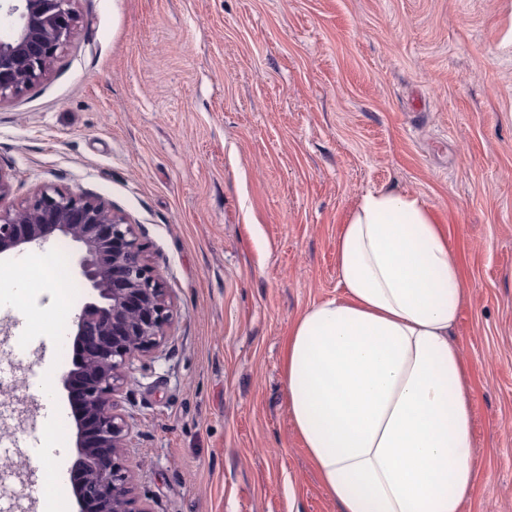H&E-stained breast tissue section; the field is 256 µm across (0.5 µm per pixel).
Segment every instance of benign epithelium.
Listing matches in <instances>:
<instances>
[{
	"instance_id": "benign-epithelium-1",
	"label": "benign epithelium",
	"mask_w": 512,
	"mask_h": 512,
	"mask_svg": "<svg viewBox=\"0 0 512 512\" xmlns=\"http://www.w3.org/2000/svg\"><path fill=\"white\" fill-rule=\"evenodd\" d=\"M76 2H0L15 17L13 35L0 40V104L53 71L79 27ZM56 237L79 246V274L94 295L74 322L76 366L61 377L81 405L75 418L81 478L73 488L79 512H149L131 496L132 475L122 459L129 425L117 395L129 367L165 340L166 288L134 225L98 197L47 187L15 207H0V254Z\"/></svg>"
}]
</instances>
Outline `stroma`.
<instances>
[{
    "instance_id": "stroma-1",
    "label": "stroma",
    "mask_w": 512,
    "mask_h": 512,
    "mask_svg": "<svg viewBox=\"0 0 512 512\" xmlns=\"http://www.w3.org/2000/svg\"><path fill=\"white\" fill-rule=\"evenodd\" d=\"M53 73L0 104V205L51 186L134 225L171 302L168 336L120 403L133 494L151 512H336L288 412L289 328L337 294L336 240L360 197H422L465 298L451 340L473 392L464 512H512V0H79ZM0 299V498L38 512L42 413L60 362Z\"/></svg>"
}]
</instances>
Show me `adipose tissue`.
<instances>
[{
  "label": "adipose tissue",
  "instance_id": "adipose-tissue-1",
  "mask_svg": "<svg viewBox=\"0 0 512 512\" xmlns=\"http://www.w3.org/2000/svg\"><path fill=\"white\" fill-rule=\"evenodd\" d=\"M338 296L285 343L288 412L336 512H463L472 388L449 340L459 258L420 197L367 191L336 241Z\"/></svg>",
  "mask_w": 512,
  "mask_h": 512
}]
</instances>
